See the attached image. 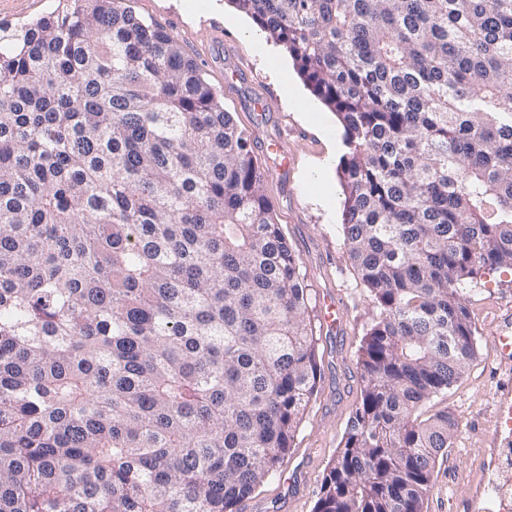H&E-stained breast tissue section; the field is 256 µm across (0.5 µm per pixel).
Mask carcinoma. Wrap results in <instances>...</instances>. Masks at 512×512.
Returning a JSON list of instances; mask_svg holds the SVG:
<instances>
[{"mask_svg": "<svg viewBox=\"0 0 512 512\" xmlns=\"http://www.w3.org/2000/svg\"><path fill=\"white\" fill-rule=\"evenodd\" d=\"M344 129L361 391L313 512H423L512 272V0H231ZM320 378L250 140L115 0L0 25V512H238Z\"/></svg>", "mask_w": 512, "mask_h": 512, "instance_id": "cac0c4a2", "label": "carcinoma"}]
</instances>
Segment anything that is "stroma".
Wrapping results in <instances>:
<instances>
[{
    "label": "stroma",
    "mask_w": 512,
    "mask_h": 512,
    "mask_svg": "<svg viewBox=\"0 0 512 512\" xmlns=\"http://www.w3.org/2000/svg\"><path fill=\"white\" fill-rule=\"evenodd\" d=\"M137 15L176 35L185 53L201 64L207 82L251 139L265 173V191L275 219L300 259L310 305L335 300L341 321L329 327L315 319L321 378L280 470L242 512H313L320 485L360 395L357 349L371 322L373 305L358 281L344 242V195L338 167L322 172L328 149L343 153V127L315 96L293 59L231 0H122ZM225 43L249 70L227 84L228 67L206 59ZM274 99L263 115L253 104ZM479 331V350L464 377L436 404L453 412L454 446L438 459L424 512H481L483 470L505 433L497 418L503 388L512 381L497 338L512 312V273L493 272L459 290Z\"/></svg>",
    "instance_id": "obj_1"
}]
</instances>
